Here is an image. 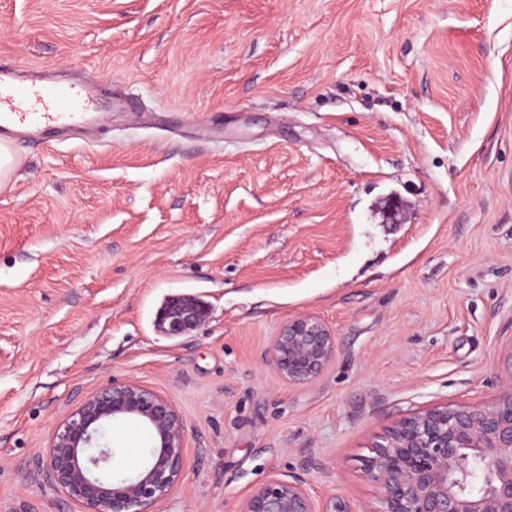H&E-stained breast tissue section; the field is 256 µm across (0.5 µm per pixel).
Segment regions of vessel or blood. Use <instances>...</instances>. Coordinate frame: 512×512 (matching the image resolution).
<instances>
[{
    "mask_svg": "<svg viewBox=\"0 0 512 512\" xmlns=\"http://www.w3.org/2000/svg\"><path fill=\"white\" fill-rule=\"evenodd\" d=\"M97 118V104L80 84L31 81L23 85L0 67V142L30 135L60 141L77 135Z\"/></svg>",
    "mask_w": 512,
    "mask_h": 512,
    "instance_id": "b4317fda",
    "label": "vessel or blood"
}]
</instances>
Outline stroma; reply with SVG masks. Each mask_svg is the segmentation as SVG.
Here are the masks:
<instances>
[{"instance_id":"stroma-1","label":"stroma","mask_w":512,"mask_h":512,"mask_svg":"<svg viewBox=\"0 0 512 512\" xmlns=\"http://www.w3.org/2000/svg\"><path fill=\"white\" fill-rule=\"evenodd\" d=\"M0 61L95 82L99 112L12 144L0 183V512H81L35 461L115 380L185 424L154 512H238L272 477L380 512L371 442L499 392L512 0H0ZM175 297L208 316L167 336ZM303 313L336 357L291 384L266 352ZM108 440L132 475L152 433Z\"/></svg>"}]
</instances>
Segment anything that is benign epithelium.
<instances>
[{
    "mask_svg": "<svg viewBox=\"0 0 512 512\" xmlns=\"http://www.w3.org/2000/svg\"><path fill=\"white\" fill-rule=\"evenodd\" d=\"M208 316L207 306L175 298L157 314L168 336L184 335ZM336 357V337L319 317L288 319L272 337L267 361L288 383L318 378ZM133 420L153 434L136 478L108 471L110 449L97 444L106 424ZM185 428L172 401L132 381L114 380L90 393L60 423L39 469L82 512H150L180 479ZM368 474L380 512H512V385L487 404L433 405L408 414L369 446ZM239 512H356L331 498L315 501L300 479H269Z\"/></svg>",
    "mask_w": 512,
    "mask_h": 512,
    "instance_id": "1",
    "label": "benign epithelium"
}]
</instances>
